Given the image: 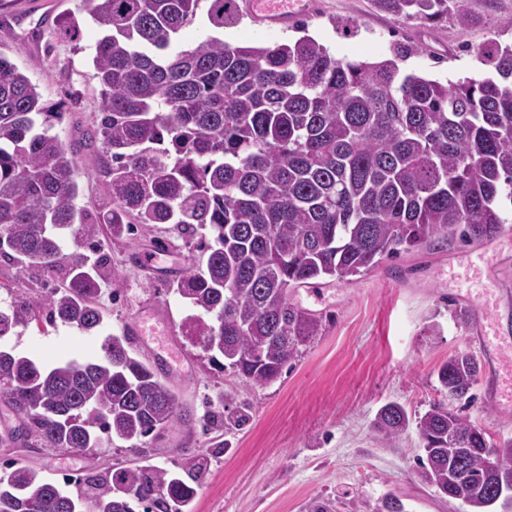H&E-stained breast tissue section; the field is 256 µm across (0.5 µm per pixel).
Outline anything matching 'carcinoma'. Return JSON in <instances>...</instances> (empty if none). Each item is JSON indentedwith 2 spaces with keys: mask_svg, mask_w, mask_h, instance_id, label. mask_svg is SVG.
Segmentation results:
<instances>
[{
  "mask_svg": "<svg viewBox=\"0 0 512 512\" xmlns=\"http://www.w3.org/2000/svg\"><path fill=\"white\" fill-rule=\"evenodd\" d=\"M200 2L87 0L103 31L92 57L103 86L94 139L110 156L111 201L93 217L76 206L71 152L52 133L64 113L0 55V256L62 280L41 311L7 289L0 337L42 312L52 325L101 331V286L119 272L104 254L89 265L78 252L90 245L87 224L116 237L138 224L185 233L208 224L205 262L170 291L188 309L186 335L264 386L323 330L320 315L291 299L296 289L438 243L490 241L512 223V45L481 49L491 76L447 84L400 72L413 46L374 62L337 59L309 36L267 46L209 36L172 49ZM206 2L213 27L239 20L234 0ZM374 3L403 20L472 21L470 0ZM101 350L50 366L0 350V402L20 421L0 445L84 452L115 437L136 449L185 415L178 394L134 356L131 336L108 334ZM478 374L472 352L455 353L438 372L446 401L413 420L389 402L372 430L386 444L415 425L419 478L487 512L512 485V437L493 440L462 414ZM201 469L193 454L178 472L87 474L71 490L16 457L0 469V512H134L114 481L157 512H183L197 495L183 473Z\"/></svg>",
  "mask_w": 512,
  "mask_h": 512,
  "instance_id": "1",
  "label": "carcinoma"
}]
</instances>
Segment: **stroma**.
<instances>
[{"mask_svg":"<svg viewBox=\"0 0 512 512\" xmlns=\"http://www.w3.org/2000/svg\"><path fill=\"white\" fill-rule=\"evenodd\" d=\"M303 29L268 33L248 18L225 26L232 46H266L309 35L339 59L376 61L393 50L417 45L400 69L440 82L483 79L489 68L480 50L489 41L512 44V0H470L473 15L465 26L448 21L431 26L403 21L375 8L373 0H317ZM101 37L84 0H0V54L36 86L43 102L63 108L54 128L71 147L80 185L77 204L95 210L108 202L99 146L88 143L99 110L101 85L91 62ZM100 252L121 274L102 302L108 332L119 334L143 312L157 310L169 335L149 334L135 349L155 364L169 348L178 360L166 377L192 418L191 425L169 424L158 441L139 450L112 443L92 452L62 453L38 445L1 448L0 461L20 456L42 474L60 481L89 473L121 471L143 462L176 469L187 455L204 457L192 512H303L313 500H331L337 512H377L393 494L407 512H468L466 505L438 497L417 477L421 445L415 429L389 443L372 431L381 406L395 401L410 417L423 415L441 400L437 371L460 350L479 353V338L461 329L448 311L449 293L467 288L466 260L494 251L483 266L496 303L501 333L512 338V244L444 243L386 261L352 280L317 281L300 289L294 301L320 313L324 330L303 348L274 382L258 386L212 363L182 331L186 308L169 287L203 261L210 227L182 234L172 224H148L135 234L113 237L100 224L91 227ZM167 244L160 268L141 264L139 254ZM51 282L21 264L0 259V298L19 288L26 301L40 304ZM101 337L56 324L13 329L0 348L51 363L101 356ZM489 365H482L475 399L464 411L491 436H512V407L499 408L482 397ZM247 420L238 423V411Z\"/></svg>","mask_w":512,"mask_h":512,"instance_id":"1","label":"stroma"}]
</instances>
